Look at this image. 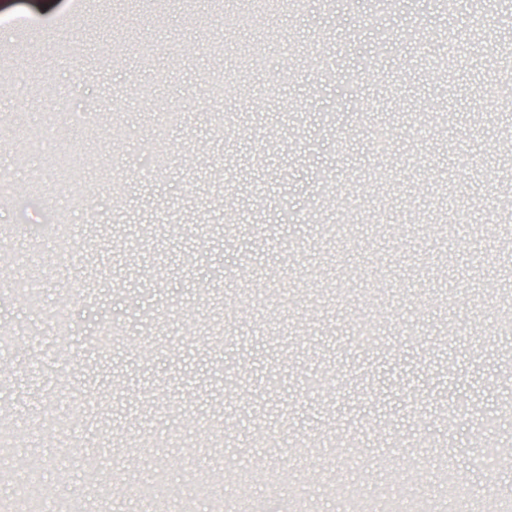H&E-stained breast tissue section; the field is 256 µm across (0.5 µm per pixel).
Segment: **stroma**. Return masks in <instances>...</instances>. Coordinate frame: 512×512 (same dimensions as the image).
<instances>
[{
	"label": "stroma",
	"mask_w": 512,
	"mask_h": 512,
	"mask_svg": "<svg viewBox=\"0 0 512 512\" xmlns=\"http://www.w3.org/2000/svg\"><path fill=\"white\" fill-rule=\"evenodd\" d=\"M193 10L190 22L182 0H0V180L29 188L0 207V259L37 262L46 308L72 325L59 346L0 278V326L15 331L0 412L76 422L35 440L46 499L147 512L130 486L161 470L168 487L222 478L224 512H293L296 484L308 512H344L334 479L377 512L376 487L418 500L446 463L478 512L512 499V464L484 460L476 423L512 397V334L494 328L512 289L500 221L512 180L495 165L512 149L498 43L512 26L493 7L445 16L436 0H395L382 17L370 0H310L296 17L247 0ZM474 26L485 37L461 42L455 70L432 68L443 30ZM217 39L219 59L206 51ZM208 73L228 76L222 99L208 100ZM442 110L447 130L417 136L409 113ZM363 111L390 120L388 159ZM29 128L44 148L18 168ZM381 168L386 232L356 212L348 238L320 239L319 222L374 198ZM254 180L273 193L253 221L233 219ZM452 189L479 210L443 244L415 198ZM269 285L328 293L275 305L256 297ZM369 319L384 345L354 342ZM235 372L239 388L225 389ZM314 374L322 393L307 388ZM367 424L385 439L352 447ZM421 435L417 471L407 457ZM300 441L308 453H294Z\"/></svg>",
	"instance_id": "obj_1"
}]
</instances>
